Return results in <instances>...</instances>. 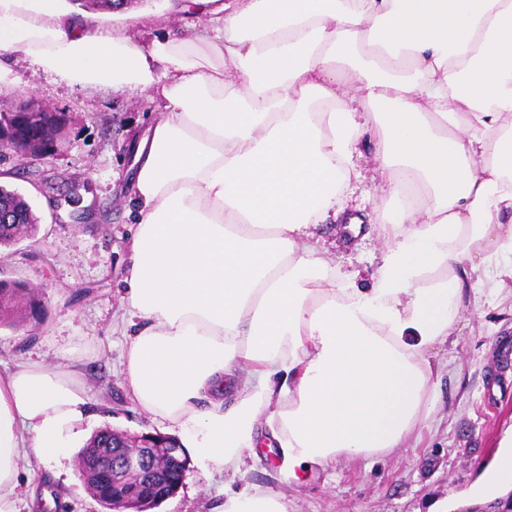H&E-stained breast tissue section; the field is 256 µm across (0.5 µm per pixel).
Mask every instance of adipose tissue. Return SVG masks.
Returning <instances> with one entry per match:
<instances>
[{
	"instance_id": "ef3b65f1",
	"label": "adipose tissue",
	"mask_w": 512,
	"mask_h": 512,
	"mask_svg": "<svg viewBox=\"0 0 512 512\" xmlns=\"http://www.w3.org/2000/svg\"><path fill=\"white\" fill-rule=\"evenodd\" d=\"M220 10L215 38L146 50L75 23L60 0H0V51L73 85H160L162 117L136 149L128 393L205 469L240 472L265 420L282 482L300 484L405 447L438 374L429 354L458 331L462 270L512 255V0ZM369 123L395 209L363 288L317 229L344 210ZM89 405L63 367L0 372V512H18L30 457H69ZM219 512L288 504L252 485L225 489Z\"/></svg>"
}]
</instances>
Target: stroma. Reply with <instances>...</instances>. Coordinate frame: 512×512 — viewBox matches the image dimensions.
I'll use <instances>...</instances> for the list:
<instances>
[{"mask_svg": "<svg viewBox=\"0 0 512 512\" xmlns=\"http://www.w3.org/2000/svg\"><path fill=\"white\" fill-rule=\"evenodd\" d=\"M96 25L142 46L164 38L213 36L211 15L189 0H131L118 12L97 11ZM28 100L64 114L52 155L0 153V185L20 192L37 218L34 234L0 250V279L25 283L42 299L39 320L0 309V370L31 360L67 365L85 380L92 418L86 435L109 427L131 434L163 426L133 403L121 373L126 355L121 289L129 273L137 166L131 154L161 116L155 91L70 85L19 53H0V112ZM376 139L364 131L353 163L361 177L348 201L362 220L358 235L334 222L330 263L375 274L378 226L392 203L379 171ZM495 267L472 273L479 292L466 300L455 343L437 345L443 367L429 394L431 411L406 448L314 468L301 485L280 481L273 457L251 465L246 483L284 495L288 512H465L512 430V282L492 287ZM231 473L189 462L174 495L154 512H217ZM21 498L45 512H106L79 476L76 459H32L20 476Z\"/></svg>", "mask_w": 512, "mask_h": 512, "instance_id": "obj_1", "label": "stroma"}]
</instances>
